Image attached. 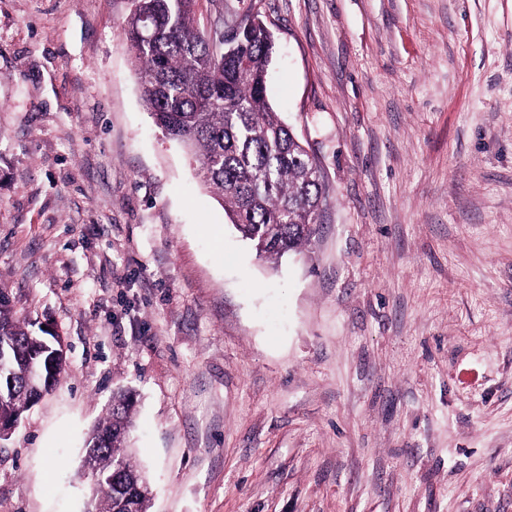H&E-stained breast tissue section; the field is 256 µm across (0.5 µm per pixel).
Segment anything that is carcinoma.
Segmentation results:
<instances>
[{
	"label": "carcinoma",
	"instance_id": "cac0c4a2",
	"mask_svg": "<svg viewBox=\"0 0 512 512\" xmlns=\"http://www.w3.org/2000/svg\"><path fill=\"white\" fill-rule=\"evenodd\" d=\"M198 0H133L123 31L153 122L191 152L204 185L259 257L300 253L319 232L328 186L319 163L273 111L266 78L274 36L258 16L225 45L201 28ZM60 338L20 319L0 288V421L17 425L59 382ZM133 395L121 391L92 430L84 467L88 512H149L136 485L145 478L127 439Z\"/></svg>",
	"mask_w": 512,
	"mask_h": 512
}]
</instances>
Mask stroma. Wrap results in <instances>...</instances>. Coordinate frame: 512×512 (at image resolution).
Returning <instances> with one entry per match:
<instances>
[{
  "mask_svg": "<svg viewBox=\"0 0 512 512\" xmlns=\"http://www.w3.org/2000/svg\"><path fill=\"white\" fill-rule=\"evenodd\" d=\"M320 162L272 264L146 112L132 0H0V287L62 336L0 512H84L113 393L151 512H512V0H200Z\"/></svg>",
  "mask_w": 512,
  "mask_h": 512,
  "instance_id": "obj_1",
  "label": "stroma"
}]
</instances>
